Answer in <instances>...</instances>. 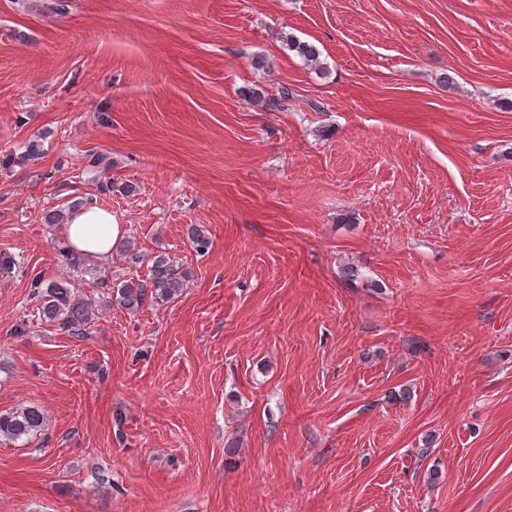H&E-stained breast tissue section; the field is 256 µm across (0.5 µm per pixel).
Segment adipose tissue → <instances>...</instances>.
I'll use <instances>...</instances> for the list:
<instances>
[{
    "label": "adipose tissue",
    "instance_id": "obj_1",
    "mask_svg": "<svg viewBox=\"0 0 512 512\" xmlns=\"http://www.w3.org/2000/svg\"><path fill=\"white\" fill-rule=\"evenodd\" d=\"M124 232V225L110 210L95 204L75 210L63 227L70 245L102 262L111 258L112 247Z\"/></svg>",
    "mask_w": 512,
    "mask_h": 512
}]
</instances>
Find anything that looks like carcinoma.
Here are the masks:
<instances>
[{"label": "carcinoma", "instance_id": "obj_1", "mask_svg": "<svg viewBox=\"0 0 512 512\" xmlns=\"http://www.w3.org/2000/svg\"><path fill=\"white\" fill-rule=\"evenodd\" d=\"M288 51L298 56L306 65L324 73L327 67L320 60V51L312 43L302 41L287 33L282 36ZM251 99L269 109L284 111L293 92L286 84L278 87L277 93L269 97L259 89L248 91ZM193 277V271L164 253L153 257L147 279L132 277L125 279L114 290L116 301L125 309L143 306L146 298L156 302H167L178 296ZM33 291L42 302L40 312L44 321L58 325L59 329L72 336L86 335V327L92 321L91 303L78 290V286L67 280H53L43 283V278L33 280ZM46 417L37 405L20 406L10 412L0 413V440L5 444L30 441L44 430Z\"/></svg>", "mask_w": 512, "mask_h": 512}]
</instances>
